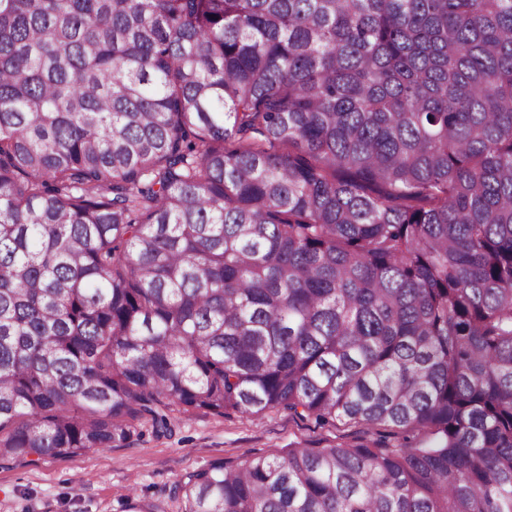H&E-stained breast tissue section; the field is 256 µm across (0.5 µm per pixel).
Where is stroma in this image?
<instances>
[{
    "mask_svg": "<svg viewBox=\"0 0 512 512\" xmlns=\"http://www.w3.org/2000/svg\"><path fill=\"white\" fill-rule=\"evenodd\" d=\"M173 433L156 436L148 422L112 447L53 458L39 466L0 465V512H178L171 489L211 464H235L252 453L277 455L291 448H321L359 442L399 444L407 436L356 422L319 425L271 409L256 415L175 407Z\"/></svg>",
    "mask_w": 512,
    "mask_h": 512,
    "instance_id": "1",
    "label": "stroma"
}]
</instances>
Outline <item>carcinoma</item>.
Here are the masks:
<instances>
[{"label":"carcinoma","instance_id":"1","mask_svg":"<svg viewBox=\"0 0 512 512\" xmlns=\"http://www.w3.org/2000/svg\"><path fill=\"white\" fill-rule=\"evenodd\" d=\"M172 406L432 434L181 512H512V0H0V460Z\"/></svg>","mask_w":512,"mask_h":512}]
</instances>
